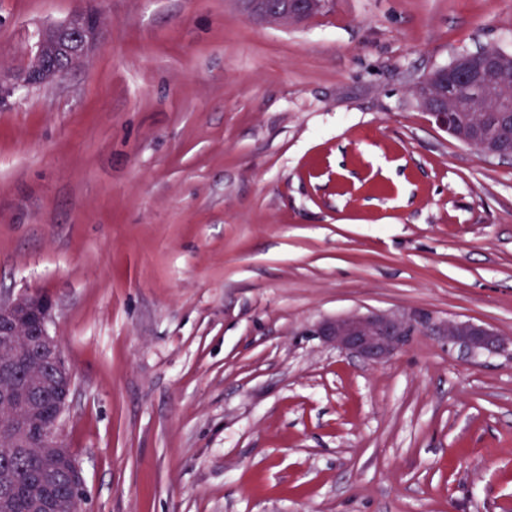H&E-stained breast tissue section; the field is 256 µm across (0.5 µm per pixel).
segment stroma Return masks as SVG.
Returning a JSON list of instances; mask_svg holds the SVG:
<instances>
[{
	"label": "stroma",
	"instance_id": "35a3bbf8",
	"mask_svg": "<svg viewBox=\"0 0 512 512\" xmlns=\"http://www.w3.org/2000/svg\"><path fill=\"white\" fill-rule=\"evenodd\" d=\"M81 8L100 41L0 106V295L52 304L86 512H512V159L413 94L512 53V0H0V75ZM369 312L504 349L312 334ZM252 1L248 15L259 22H281L288 24L298 18L326 9L329 0H279V4H269L270 0ZM472 55L471 52H463L448 66L434 69L419 79L414 86L415 97L426 110L427 115L440 128L457 135L459 118L458 112H455V105L445 92L435 87L433 81L441 73L447 82V76L453 77L458 81L465 80L466 74L462 67V61ZM430 321L392 313L350 314L322 321L314 336L343 353L381 364L405 345L418 324ZM443 336H448V346L473 355L501 351L503 342L490 328L471 321H448L439 325Z\"/></svg>",
	"mask_w": 512,
	"mask_h": 512
}]
</instances>
